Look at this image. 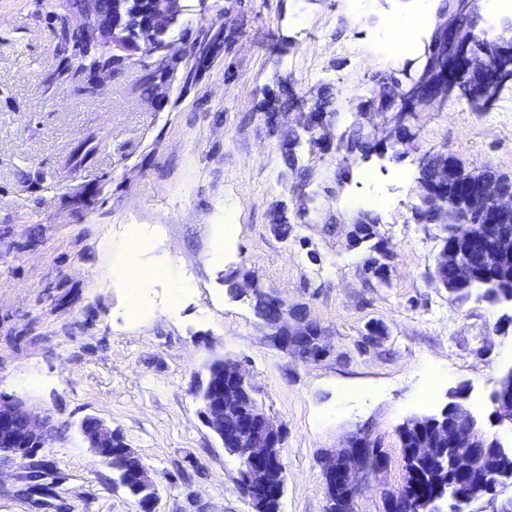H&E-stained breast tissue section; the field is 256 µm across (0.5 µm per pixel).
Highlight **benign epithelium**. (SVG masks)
<instances>
[{
	"mask_svg": "<svg viewBox=\"0 0 512 512\" xmlns=\"http://www.w3.org/2000/svg\"><path fill=\"white\" fill-rule=\"evenodd\" d=\"M192 0H149L150 19L141 24L142 57L148 61L169 56L173 43L171 31L182 18L192 11ZM451 7L437 12L441 32L457 34L456 22L469 10L471 0H449ZM122 0H89L87 8L70 12L67 21L79 20L73 33L81 34L91 20L97 22L96 41L87 54L101 57L92 69L94 82L112 72V52L123 49L128 40L112 27V13ZM485 45L498 39L479 37L476 33L463 40V53L448 60V68L480 70L484 59L469 51L472 41ZM461 89L456 77L431 80L421 71L406 86L378 96L386 108L397 106V112H408L419 102L448 99ZM421 168L441 172L448 176V154L428 155ZM480 198L487 206L497 205L508 198L505 184L487 177L479 183ZM424 203L433 223L443 224L457 231L456 239L443 244L436 258V270L450 275L451 283L470 284L476 279L475 268L483 266L502 272L512 263V233L489 221L470 224L465 215L448 204V194L439 188H424ZM240 293L253 296L264 294V310L258 313L263 336L278 349L302 359L315 362L330 355L333 346L322 327L308 319L306 311L288 307L270 291H260L259 281H244ZM198 397L200 415L224 446L235 456L240 466L242 492H258L277 501L282 500L286 482L270 480L271 467L280 463L278 449L283 447L281 425L270 418L256 399V391L242 365L235 360L223 359L221 381L205 379ZM459 392L440 413L425 417L429 424L420 434L417 446L408 449V455L432 465L446 474L433 492L413 496L405 488L386 494V512H471L470 506L479 500L493 504L503 489L512 487V471L503 470L497 460L512 456V445H507L494 427L512 430V367L500 372L495 389L490 394L492 412L488 422L477 418ZM51 430L49 417L25 406L20 401H0V446L8 449V456L28 458L34 449L43 445ZM79 432L92 454L106 456L112 446V427L99 417L81 421ZM129 471L138 479L134 498L140 512H155L158 500V481L155 472L136 452L128 448ZM388 458L378 448L377 441L365 432L349 437L346 445L336 451L323 465L325 494L336 493L341 486L347 491L348 512H353L361 480L373 473L384 471Z\"/></svg>",
	"mask_w": 512,
	"mask_h": 512,
	"instance_id": "7a95c632",
	"label": "benign epithelium"
}]
</instances>
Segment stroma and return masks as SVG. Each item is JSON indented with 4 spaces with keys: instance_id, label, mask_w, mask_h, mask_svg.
<instances>
[{
    "instance_id": "obj_1",
    "label": "stroma",
    "mask_w": 512,
    "mask_h": 512,
    "mask_svg": "<svg viewBox=\"0 0 512 512\" xmlns=\"http://www.w3.org/2000/svg\"><path fill=\"white\" fill-rule=\"evenodd\" d=\"M66 3L0 0V398L52 419L30 458H0V512H138L83 442L89 416L158 474L156 512H252L237 460L199 417L196 388L216 358L242 365L282 426V512H326L321 463L359 430L390 465L364 481L355 512H383V490L405 476L400 427L459 387L489 416L512 366V306L440 288L445 231L413 217L426 155L512 176V86L484 112L457 93L417 106L393 149L391 113L367 105L419 71L433 0H199L173 36L204 57L170 59L172 78L149 95L135 55L93 92L56 76L53 22ZM420 9L411 50L395 55L384 24ZM358 129L378 143L350 164L333 144ZM91 135L96 151L73 165ZM365 213L391 255L382 280L354 241ZM135 234L148 240L140 265L173 269L133 317L114 270ZM247 273L305 306L333 353L305 362L270 344L233 288ZM176 280L190 290L173 313Z\"/></svg>"
}]
</instances>
